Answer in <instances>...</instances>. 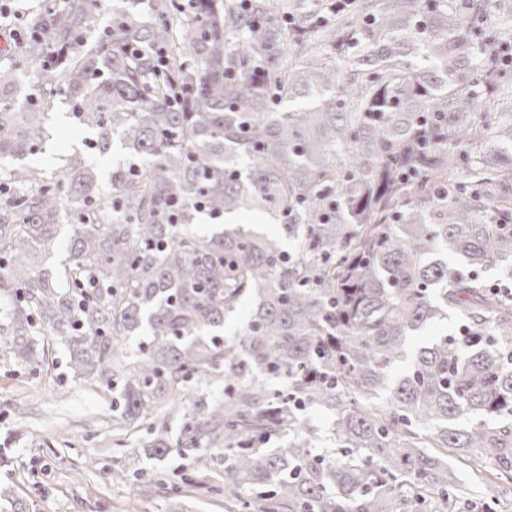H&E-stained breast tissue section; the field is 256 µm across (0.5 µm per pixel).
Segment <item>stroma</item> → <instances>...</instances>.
Masks as SVG:
<instances>
[{"label":"stroma","instance_id":"35a3bbf8","mask_svg":"<svg viewBox=\"0 0 512 512\" xmlns=\"http://www.w3.org/2000/svg\"><path fill=\"white\" fill-rule=\"evenodd\" d=\"M84 132L71 114L52 115L47 138L27 163L53 171L82 149ZM57 361L56 383L21 369L0 351V483H11L29 512H224L223 493L184 487L179 505L146 480L111 483L107 473L127 466L112 446L111 397L99 387L71 378L65 350L51 341ZM473 512L492 507L512 512V489L497 481H478L476 461L456 463Z\"/></svg>","mask_w":512,"mask_h":512}]
</instances>
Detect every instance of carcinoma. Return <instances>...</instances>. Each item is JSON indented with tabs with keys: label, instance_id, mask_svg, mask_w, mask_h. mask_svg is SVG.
Listing matches in <instances>:
<instances>
[{
	"label": "carcinoma",
	"instance_id": "cac0c4a2",
	"mask_svg": "<svg viewBox=\"0 0 512 512\" xmlns=\"http://www.w3.org/2000/svg\"><path fill=\"white\" fill-rule=\"evenodd\" d=\"M140 2L3 17L25 35L0 64V164L40 146L62 102L87 148L122 156L105 181L82 150L0 179L11 359L41 372L61 341L72 377L112 393L116 447L177 452L181 482L210 476L241 512H471L448 458L512 481V296L477 273H512V33L490 0ZM252 210L291 248L236 222ZM64 239L65 263L32 266ZM451 314L458 334L393 376ZM310 406L342 454L314 453ZM457 328L458 326L453 316H448V319L430 324L422 332L418 333L417 336L410 338L409 353H415L420 347L426 345L434 338L454 334Z\"/></svg>",
	"mask_w": 512,
	"mask_h": 512
}]
</instances>
